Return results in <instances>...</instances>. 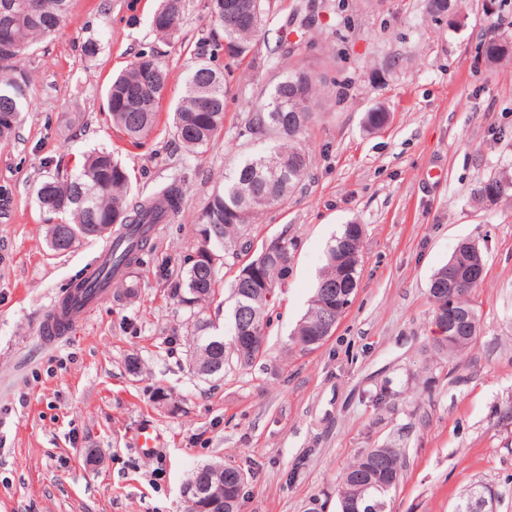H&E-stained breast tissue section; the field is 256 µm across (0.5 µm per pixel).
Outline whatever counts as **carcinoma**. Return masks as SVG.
Masks as SVG:
<instances>
[{
  "label": "carcinoma",
  "mask_w": 512,
  "mask_h": 512,
  "mask_svg": "<svg viewBox=\"0 0 512 512\" xmlns=\"http://www.w3.org/2000/svg\"><path fill=\"white\" fill-rule=\"evenodd\" d=\"M187 0H161L150 24L162 37H172L186 9ZM252 13V23L232 25L219 5L224 0H207L210 17L224 30V41L212 43L209 55L199 58L188 70L185 95L172 117L174 138L190 154L206 148L224 130V85L232 68L242 64L261 37L269 21V0H239ZM460 0H428V12L438 18L457 12ZM71 0H0V34L7 31L9 45H0V139L11 137L29 102L30 82L27 73L16 68L27 51L42 38L56 32L66 21ZM488 59L496 60L512 52V38L493 37L484 43ZM225 63H219V60ZM167 70L151 52H141L130 67L112 79L107 89V107L112 124L122 131L130 144L137 146L146 139L158 121L157 105L165 91ZM322 78L298 60L251 112L239 129L240 137H264V150L244 156L224 174V186L216 191L199 217L200 243L197 250L218 252L223 260L216 268L200 261L188 263L183 258L178 272L169 282V296L190 313L194 333L188 348L202 360L211 361L209 378L224 377L231 362L251 364L265 353L266 329L275 302L268 301L261 287L239 282L255 258L248 257L252 244L251 220L256 215L283 202L306 178L310 169L309 151L300 136L316 118V96ZM185 177L163 183L148 196L128 203L131 184L126 169L109 153L88 156L83 169L69 177L49 175L34 187L39 207L60 217L51 229L49 246L67 251L83 239L98 236L96 227L103 224L129 228L127 240L112 247V268L131 274L144 264L150 251V238L144 224H159L179 213L184 203ZM512 197V170L505 167L482 178L473 192L478 204L496 203ZM363 226L343 225L330 241L323 272L319 277L310 306L298 324L292 344L305 350L303 337L322 333L326 317L322 289L337 279L336 257L348 249L352 266L348 281L358 283L361 273ZM294 243L283 251L282 261L260 270V279L282 283L288 276ZM242 261L230 285V308L227 313L229 339L218 333L207 315V306L217 299V285L222 269L232 267L229 260ZM483 261L479 249L462 243L433 275L439 281L448 276V265L456 262ZM250 309L257 313V326L250 332L252 350L241 353L232 347L239 335L236 311ZM224 475V510L239 512L238 493L247 481V473L230 463L200 465L191 474L198 484L209 482L212 471ZM403 480V463L397 448H370L349 465L336 490L337 512H390L391 494ZM478 485L465 489L456 512H470L475 505Z\"/></svg>",
  "instance_id": "cac0c4a2"
}]
</instances>
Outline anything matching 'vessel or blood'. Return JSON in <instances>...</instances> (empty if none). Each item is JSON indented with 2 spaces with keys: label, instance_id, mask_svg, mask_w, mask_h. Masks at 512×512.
Returning a JSON list of instances; mask_svg holds the SVG:
<instances>
[{
  "label": "vessel or blood",
  "instance_id": "1",
  "mask_svg": "<svg viewBox=\"0 0 512 512\" xmlns=\"http://www.w3.org/2000/svg\"><path fill=\"white\" fill-rule=\"evenodd\" d=\"M85 288L67 287L62 299L55 302L50 318L62 330L86 318L105 298L111 286L120 284L123 279L121 271L112 268V247L104 245L96 256L88 262L81 275Z\"/></svg>",
  "mask_w": 512,
  "mask_h": 512
}]
</instances>
